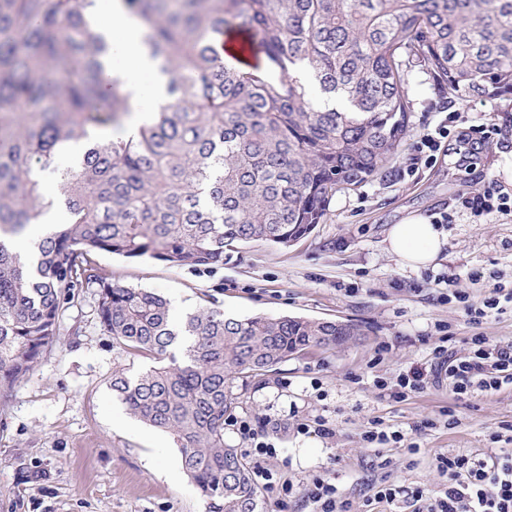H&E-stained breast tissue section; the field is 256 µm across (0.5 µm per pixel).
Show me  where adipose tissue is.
I'll list each match as a JSON object with an SVG mask.
<instances>
[{"mask_svg": "<svg viewBox=\"0 0 512 512\" xmlns=\"http://www.w3.org/2000/svg\"><path fill=\"white\" fill-rule=\"evenodd\" d=\"M91 19L109 44L106 64L114 80L130 96V123L150 122L157 110L172 100L169 77L163 73L144 41V30L123 0H97ZM387 249L407 268L434 265L445 244V235L429 219L415 216L392 225L385 239Z\"/></svg>", "mask_w": 512, "mask_h": 512, "instance_id": "obj_1", "label": "adipose tissue"}]
</instances>
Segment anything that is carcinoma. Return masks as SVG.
<instances>
[{
  "label": "carcinoma",
  "mask_w": 512,
  "mask_h": 512,
  "mask_svg": "<svg viewBox=\"0 0 512 512\" xmlns=\"http://www.w3.org/2000/svg\"><path fill=\"white\" fill-rule=\"evenodd\" d=\"M124 2L163 61L172 102L152 124L114 137L107 129L131 105L116 82L101 92L107 45L85 16L94 0H0V236L66 213L31 261L0 239V396L43 357L64 306L92 284L117 345L169 359L136 377L112 375L129 413L177 438L187 476L215 512H261L247 464L224 439L240 404L235 376L342 349L362 330L237 319L217 307L177 323L164 297L112 282L91 255L210 266L243 243L290 247L322 223L339 187L362 184L397 155L409 132V60L444 93L512 95V0ZM234 22L267 69L224 63L217 35ZM311 84L345 107L320 104Z\"/></svg>",
  "instance_id": "obj_1"
}]
</instances>
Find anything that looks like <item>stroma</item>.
<instances>
[{
    "label": "stroma",
    "mask_w": 512,
    "mask_h": 512,
    "mask_svg": "<svg viewBox=\"0 0 512 512\" xmlns=\"http://www.w3.org/2000/svg\"><path fill=\"white\" fill-rule=\"evenodd\" d=\"M406 84L413 110L399 153L376 177L339 189L326 221L307 238L287 248L247 243L213 266L93 256L113 282L166 297L177 320L209 306L239 319L288 315L361 326V341L288 358L242 391L235 419L274 444L265 465L293 486L286 496L262 488V512H311L306 490L319 475L336 483L353 512H408L403 501L378 500V487L436 492L438 456L512 449V440L490 439L501 421H512V383L459 397L443 382L403 400L389 389L399 374L434 364L437 347L463 356L466 338L478 332L512 343V301L501 300L474 324L464 304L447 298L454 288L479 308L493 288L512 290V218L478 217L458 204L461 193L492 181L512 187L500 167L512 152V96L442 94L416 63ZM442 107L458 120L436 162L413 166L414 145L435 128ZM479 124L501 133L473 145L469 128ZM445 213L453 221L443 227L435 268L409 270L387 251L391 225ZM443 324L450 336L440 332ZM151 365L113 343L99 320L96 288L83 289L66 306L53 346L0 401V512H209V500L180 472L174 436L134 419L112 390L116 369L135 376ZM319 418L330 436L311 431ZM375 420L418 443L419 453L369 447L363 434Z\"/></svg>",
    "instance_id": "35a3bbf8"
}]
</instances>
